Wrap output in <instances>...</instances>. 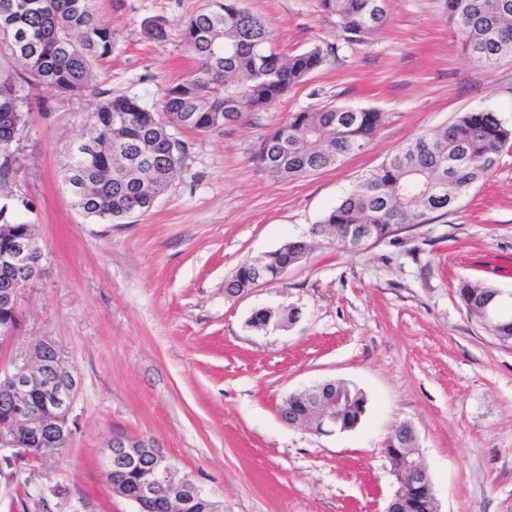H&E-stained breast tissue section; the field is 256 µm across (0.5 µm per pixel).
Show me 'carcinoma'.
I'll list each match as a JSON object with an SVG mask.
<instances>
[{
    "label": "carcinoma",
    "mask_w": 512,
    "mask_h": 512,
    "mask_svg": "<svg viewBox=\"0 0 512 512\" xmlns=\"http://www.w3.org/2000/svg\"><path fill=\"white\" fill-rule=\"evenodd\" d=\"M324 16L348 44L358 45L386 20L387 0H319ZM448 20L463 40L470 60L489 69L512 59V0H444ZM154 40L168 37L161 18L144 22ZM195 68L170 87L158 106L147 107L127 96L98 101L89 115L84 144L73 146L63 180L83 213L119 221L145 213L164 195L182 162L181 142L170 133L179 126L207 133L225 126L232 113L261 112L301 84L324 62L316 45L294 54L271 47V31L260 16L244 7L208 0L180 31ZM112 27L101 23L96 0H28L20 13L0 11V185L13 173L8 157L13 131L1 120L17 112L18 130L28 122L26 90L46 86L66 98L98 95L96 66L112 54ZM383 115L372 109L328 105L294 114L268 133L254 159L273 175L290 179L333 166L361 151L378 133ZM512 139L493 112H464L447 128L409 142L361 182L331 210L319 226L341 233L365 224L373 238L392 234L394 224H427L448 213L495 169ZM311 243L288 242V253L271 263V275L288 261L306 257ZM249 267L240 265L228 288H246ZM458 294L485 329L512 344V313L485 319L493 288L462 281ZM343 422L366 411V394L336 383Z\"/></svg>",
    "instance_id": "cac0c4a2"
}]
</instances>
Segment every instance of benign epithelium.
<instances>
[{"mask_svg":"<svg viewBox=\"0 0 512 512\" xmlns=\"http://www.w3.org/2000/svg\"><path fill=\"white\" fill-rule=\"evenodd\" d=\"M10 239L12 248L0 255V307L8 318L0 323V347L10 345L23 322L22 302L36 280L27 270L42 264L43 249L34 233L12 234L9 225L0 226V235ZM351 252L371 243L367 228L359 224L343 239ZM272 255L266 253L247 260L253 270L250 286L279 281L289 265L278 268L271 278L267 268ZM80 377L62 349L48 338L37 339L13 356L10 365L0 369V475L11 479L7 470L21 462H33L54 455L45 441L70 444L76 430L74 404ZM334 381H326L293 394L296 405L306 410L302 423L291 422L318 435H332L353 429L341 423L336 398L331 395ZM44 397L35 407L32 398ZM383 452L396 461L394 490L386 512L409 504L435 499L429 474L420 459L414 431L408 426L395 428L387 437ZM105 475L115 491L133 502L137 512H220L217 503L194 478L182 472L159 447L121 434L112 436L105 458Z\"/></svg>","mask_w":512,"mask_h":512,"instance_id":"obj_1","label":"benign epithelium"}]
</instances>
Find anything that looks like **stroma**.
Here are the masks:
<instances>
[{"label":"stroma","instance_id":"1","mask_svg":"<svg viewBox=\"0 0 512 512\" xmlns=\"http://www.w3.org/2000/svg\"><path fill=\"white\" fill-rule=\"evenodd\" d=\"M274 46L335 52L263 112L207 134L180 130V169L146 213L86 216L63 182L67 148L94 100L31 89L15 146L8 206L32 224L47 271L23 304L14 349L54 340L81 377L78 429L57 456L23 465L25 488L0 480V512H135L113 491L103 453L113 435L160 448L224 512H385L395 489L382 446L400 425L417 437L439 512H512V344L456 293L459 280L512 292V146L448 213L359 252L319 241L272 285L230 297L247 259L307 237L361 177L422 133L464 112L512 127V60L489 69L463 52L441 0H388L368 43L347 45L318 0H244ZM205 0H97L116 33L98 69L102 97L156 106L193 68L180 37ZM168 38L152 40L148 19ZM373 108L384 123L333 167L282 179L259 167L260 140L296 112ZM297 308L278 329L248 321ZM343 381L367 395L352 430L288 426L290 394Z\"/></svg>","mask_w":512,"mask_h":512}]
</instances>
